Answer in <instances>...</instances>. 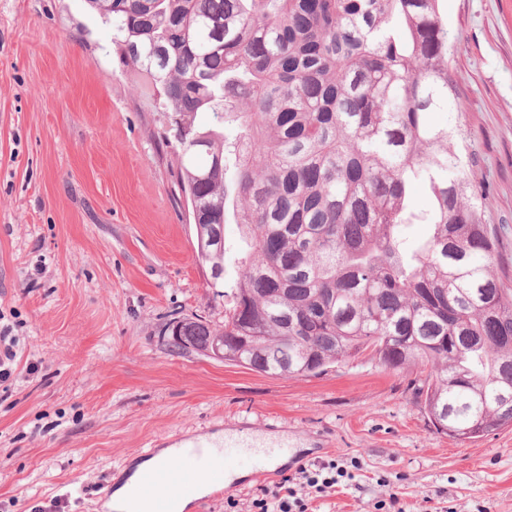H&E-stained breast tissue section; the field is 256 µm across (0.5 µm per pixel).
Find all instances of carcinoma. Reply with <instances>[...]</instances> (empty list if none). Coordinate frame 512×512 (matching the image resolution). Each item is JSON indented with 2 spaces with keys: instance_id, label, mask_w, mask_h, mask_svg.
I'll use <instances>...</instances> for the list:
<instances>
[{
  "instance_id": "1",
  "label": "carcinoma",
  "mask_w": 512,
  "mask_h": 512,
  "mask_svg": "<svg viewBox=\"0 0 512 512\" xmlns=\"http://www.w3.org/2000/svg\"><path fill=\"white\" fill-rule=\"evenodd\" d=\"M123 66L198 142L172 145L195 234L233 219L246 250L224 324L176 321L174 348L269 376L370 352L457 439L512 424V288L500 226L463 159L439 0H86ZM216 119L201 125L197 116ZM430 209H410L412 182ZM432 226L419 247L401 224ZM224 270V252L197 254Z\"/></svg>"
}]
</instances>
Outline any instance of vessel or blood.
<instances>
[{
  "label": "vessel or blood",
  "instance_id": "obj_1",
  "mask_svg": "<svg viewBox=\"0 0 512 512\" xmlns=\"http://www.w3.org/2000/svg\"><path fill=\"white\" fill-rule=\"evenodd\" d=\"M291 453L284 443L259 447L235 437L225 439L223 448L217 450L192 442L176 449L174 463H162L142 471L137 492L151 501V512H176L175 503L188 499L200 508L205 504L197 496L200 482H207L214 494L220 495L234 471L250 467L270 473L277 461Z\"/></svg>",
  "mask_w": 512,
  "mask_h": 512
}]
</instances>
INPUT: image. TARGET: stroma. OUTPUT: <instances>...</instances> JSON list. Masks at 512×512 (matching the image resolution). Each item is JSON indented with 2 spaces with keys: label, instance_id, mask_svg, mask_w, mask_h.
<instances>
[{
  "label": "stroma",
  "instance_id": "35a3bbf8",
  "mask_svg": "<svg viewBox=\"0 0 512 512\" xmlns=\"http://www.w3.org/2000/svg\"><path fill=\"white\" fill-rule=\"evenodd\" d=\"M462 121L512 265V0H440ZM142 78L85 0H0V512H110L148 450L215 434L288 443L290 475L355 457L312 512H512V426L466 442L437 432L412 373L369 355L318 376L271 377L172 345L168 324L219 325L195 229ZM252 473L204 512H250Z\"/></svg>",
  "mask_w": 512,
  "mask_h": 512
}]
</instances>
